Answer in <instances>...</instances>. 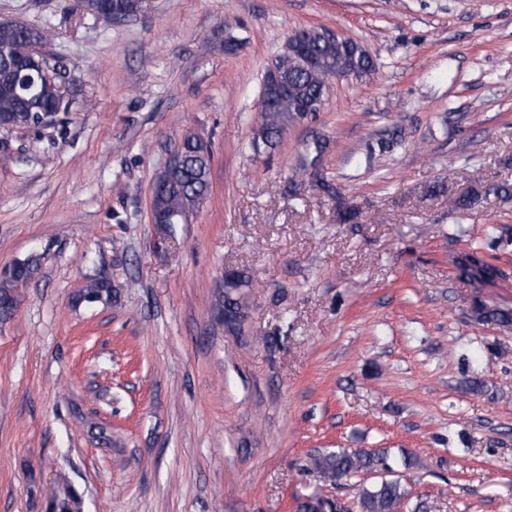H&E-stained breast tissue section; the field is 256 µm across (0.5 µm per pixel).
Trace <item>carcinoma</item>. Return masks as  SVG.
Returning <instances> with one entry per match:
<instances>
[{"instance_id":"obj_1","label":"carcinoma","mask_w":512,"mask_h":512,"mask_svg":"<svg viewBox=\"0 0 512 512\" xmlns=\"http://www.w3.org/2000/svg\"><path fill=\"white\" fill-rule=\"evenodd\" d=\"M140 9V0H102L97 17L105 22L124 19ZM49 31L27 24L5 23L0 20V113L14 118L16 125L31 127L39 115L55 107V101L42 95L38 89L24 90L20 86L18 63L27 60L31 52L45 44ZM354 42L328 41L313 33L305 39L307 52L315 59L312 69L299 68L287 55L278 57L275 66L280 70L279 87L263 82L262 91L272 99L267 111L261 113V125L253 138L252 146H272L277 143L288 124L304 117L298 106L314 102L325 95L327 79L338 69L354 75H368L374 69L371 58H363L353 49ZM212 154L209 146L194 135L183 137L174 162L164 177L155 183L152 208L160 224H180L207 197L210 191ZM465 271L477 270L495 274L497 269L485 263L477 253L466 255L459 262ZM38 264L27 259L14 264L10 274L0 281V318L6 319L19 301V289L35 276ZM248 283L243 272L233 271L224 280V299L218 300L217 310L224 312V325L228 331L238 333L244 321L243 305L231 296L230 290L243 288ZM112 283L99 277L88 278L76 295L77 302L112 300ZM475 320L480 322H512V312L507 309L476 303L472 307ZM311 467L321 478L336 483L352 474L370 471H392L389 456L384 450H350L338 448L315 455ZM405 490L397 480L383 479L359 490L362 512H395L404 498ZM297 512H343L338 498L313 493L297 506Z\"/></svg>"}]
</instances>
